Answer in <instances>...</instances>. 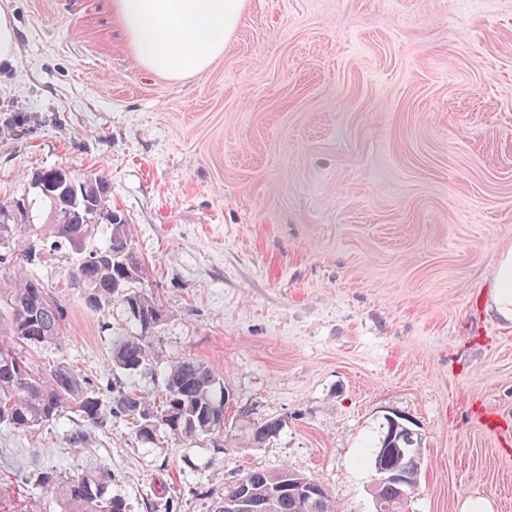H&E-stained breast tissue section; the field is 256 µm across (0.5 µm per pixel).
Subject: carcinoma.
Wrapping results in <instances>:
<instances>
[{"instance_id":"obj_1","label":"carcinoma","mask_w":512,"mask_h":512,"mask_svg":"<svg viewBox=\"0 0 512 512\" xmlns=\"http://www.w3.org/2000/svg\"><path fill=\"white\" fill-rule=\"evenodd\" d=\"M35 178L53 179L60 189L75 191L76 198L68 203L57 192L42 194L47 224L26 225L28 235L13 245V283L0 288V425L32 432L71 412L84 426L95 429L106 427L113 418H127L136 436L149 443L161 437L189 445L224 435V406L230 394L220 375L193 357L163 361L153 347L166 310L143 287L145 265L134 248L133 225L124 213L107 205L109 182L97 172L78 177L63 168ZM44 229L78 256L71 278L87 304L100 308L116 299L122 302L134 330L114 337L113 367L125 374L161 368L158 397L151 400L131 387H115L112 411L106 415L85 376L64 364L39 370L26 361L23 348L57 344L63 338L60 307L38 280L23 272L37 259ZM380 462L396 473L422 464L421 443L412 436L406 418L384 417L371 454L372 465ZM290 480L305 483L312 477L287 467L250 469L224 487L211 512H226L224 506L243 493L265 502V512H339L327 489L304 502L285 488ZM37 482L54 494L61 512H127L126 502L108 493L112 483L108 468L69 475L49 471ZM410 494L401 485L377 480L371 489L373 512H406Z\"/></svg>"}]
</instances>
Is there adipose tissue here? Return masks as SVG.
I'll use <instances>...</instances> for the list:
<instances>
[{"label": "adipose tissue", "instance_id": "ef3b65f1", "mask_svg": "<svg viewBox=\"0 0 512 512\" xmlns=\"http://www.w3.org/2000/svg\"><path fill=\"white\" fill-rule=\"evenodd\" d=\"M244 7L245 0H112L140 63L172 78L206 70L223 53ZM489 309L512 322V244L496 260Z\"/></svg>", "mask_w": 512, "mask_h": 512}]
</instances>
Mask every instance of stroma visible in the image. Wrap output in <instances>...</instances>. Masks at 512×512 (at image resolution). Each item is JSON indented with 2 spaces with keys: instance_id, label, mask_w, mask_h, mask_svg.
<instances>
[{
  "instance_id": "35a3bbf8",
  "label": "stroma",
  "mask_w": 512,
  "mask_h": 512,
  "mask_svg": "<svg viewBox=\"0 0 512 512\" xmlns=\"http://www.w3.org/2000/svg\"><path fill=\"white\" fill-rule=\"evenodd\" d=\"M20 30L0 72V224H43L33 175L103 173L167 312L153 343L224 379V445L141 442L77 415L0 426V512L44 469L108 466L129 512H210L247 470L313 477L372 512L368 446L399 414L424 450L408 512L466 499L512 512V325L487 311L512 243V0H246L224 53L181 79L133 54L112 0H0ZM71 251L28 275L63 339L26 350L151 397L160 371L112 367L122 305H87ZM282 426L251 443L255 426ZM173 510H166V500Z\"/></svg>"
}]
</instances>
